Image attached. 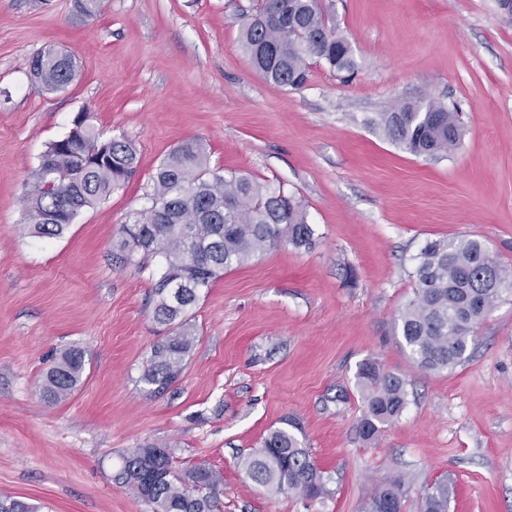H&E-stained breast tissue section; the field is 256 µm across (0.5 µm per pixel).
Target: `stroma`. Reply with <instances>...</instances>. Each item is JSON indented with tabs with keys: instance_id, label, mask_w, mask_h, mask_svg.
<instances>
[{
	"instance_id": "obj_1",
	"label": "stroma",
	"mask_w": 512,
	"mask_h": 512,
	"mask_svg": "<svg viewBox=\"0 0 512 512\" xmlns=\"http://www.w3.org/2000/svg\"><path fill=\"white\" fill-rule=\"evenodd\" d=\"M349 40L354 72L322 62L299 88L267 82L239 43L254 0H0V497L37 512H151L113 475L120 455L168 449L177 473L223 477L221 512H361L381 480L402 512L448 483V512H512V295L477 326L465 359L420 370L397 330L416 256L431 238H474L512 270V24L494 0H322ZM75 59L65 89L29 75L34 54ZM459 112V148L417 157L371 124L400 100ZM85 113L132 143L135 177L62 236L26 226V194L49 143ZM210 168L300 197L318 243L283 244L225 270L186 323L195 336L176 382L143 372L172 328L154 317L158 257L112 256L183 139ZM86 352L80 386L56 401L43 372ZM405 376L409 404L376 440L358 432L360 363ZM328 479L306 501L246 480L242 458L285 417Z\"/></svg>"
}]
</instances>
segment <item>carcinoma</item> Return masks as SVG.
I'll use <instances>...</instances> for the list:
<instances>
[{
	"mask_svg": "<svg viewBox=\"0 0 512 512\" xmlns=\"http://www.w3.org/2000/svg\"><path fill=\"white\" fill-rule=\"evenodd\" d=\"M101 4L74 0L84 18L97 16ZM240 45L266 81L279 87L302 86L313 59L339 71L355 69L350 44L321 0H258L240 31ZM30 72L44 90L54 92L74 80L76 64L71 55L49 47L32 58ZM374 124L416 156H446L462 138L457 113L433 99L398 103L379 113ZM46 154L50 165L36 170L27 196V221L39 237L62 235L82 211L122 188L137 169V152L130 143L104 140L90 127L76 143L65 137L53 141ZM60 207L68 212L57 223L38 221L40 214ZM282 243L305 250L316 245L302 200L248 176L211 169L204 144L188 138L161 163L148 205L135 223L123 225L113 248L163 259L154 315L171 324L186 316L219 272ZM416 260L413 296L397 318L402 345L418 368L446 370L466 357L475 325L503 293H512V273L476 239L428 240ZM193 344L192 332L181 322L153 349L142 376L149 392L176 381ZM84 371L85 351H64L45 371L42 394L56 400L71 393ZM356 380L363 400L358 432L369 441L403 413L408 383L371 359L359 365ZM242 469L252 483L273 493L288 492L304 500L327 494L324 472L310 457L303 428L294 417L271 430ZM116 480L134 488L153 512H218L223 477L201 466L179 477L171 470L166 449L145 445L122 457ZM403 502L401 482L386 480L366 499L362 512H389L392 507L402 512ZM422 509L448 512V485L426 492Z\"/></svg>",
	"mask_w": 512,
	"mask_h": 512,
	"instance_id": "cac0c4a2",
	"label": "carcinoma"
}]
</instances>
